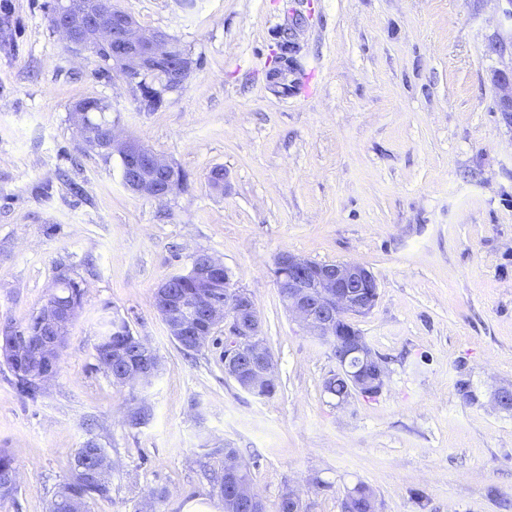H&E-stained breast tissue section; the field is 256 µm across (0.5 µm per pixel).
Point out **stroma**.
I'll return each instance as SVG.
<instances>
[{
    "label": "stroma",
    "instance_id": "35a3bbf8",
    "mask_svg": "<svg viewBox=\"0 0 512 512\" xmlns=\"http://www.w3.org/2000/svg\"><path fill=\"white\" fill-rule=\"evenodd\" d=\"M112 2L199 62L155 111L67 46L53 0L0 12V322H25L59 277L84 291L37 399L0 363V448L19 473L0 512H47L90 440L111 451L112 497L89 512H144L161 487L160 512H223L204 476L223 446L249 465L266 512L287 488L308 512H341L360 483L378 512H512V408L494 400L512 388V123L492 81L512 56L489 50L512 29L504 0ZM292 11L299 85L282 94L266 74ZM81 99L108 101L116 132L182 169L183 186L163 201L128 191L119 156L87 150L71 124ZM201 251L255 301L273 397L225 375L223 330L187 355L154 308ZM283 252L374 275L376 304L351 322L385 362L380 396L340 406L325 392L334 349L286 310ZM114 318L162 360L148 388L97 365ZM142 402L153 418L131 427Z\"/></svg>",
    "mask_w": 512,
    "mask_h": 512
}]
</instances>
